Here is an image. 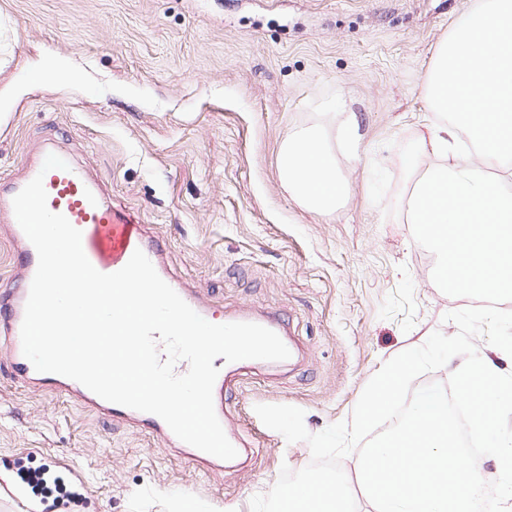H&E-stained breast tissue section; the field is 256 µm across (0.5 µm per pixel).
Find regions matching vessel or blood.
I'll return each instance as SVG.
<instances>
[{"mask_svg": "<svg viewBox=\"0 0 512 512\" xmlns=\"http://www.w3.org/2000/svg\"><path fill=\"white\" fill-rule=\"evenodd\" d=\"M55 151L54 145L43 144L22 176L0 187V231L18 243L22 272L16 287L0 294V350L7 356L14 380L28 386L51 387L60 395L77 398L98 413L143 424L157 440L176 445L190 461L210 470L223 469L222 459L179 441L158 416L108 402L65 376L38 372L23 355L21 326L38 255L16 220L12 201L36 175L44 177L50 211L64 215L81 231L83 251L99 272L109 274L120 270L138 249L145 253L154 268L162 266L163 252L148 236L145 225L129 210L112 206L97 179L83 167L74 163L66 170L43 171L45 158Z\"/></svg>", "mask_w": 512, "mask_h": 512, "instance_id": "1", "label": "vessel or blood"}]
</instances>
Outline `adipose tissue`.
Returning a JSON list of instances; mask_svg holds the SVG:
<instances>
[{
    "label": "adipose tissue",
    "instance_id": "ef3b65f1",
    "mask_svg": "<svg viewBox=\"0 0 512 512\" xmlns=\"http://www.w3.org/2000/svg\"><path fill=\"white\" fill-rule=\"evenodd\" d=\"M280 175L288 190L309 210L338 209L349 189L327 140L314 129L298 133L280 153Z\"/></svg>",
    "mask_w": 512,
    "mask_h": 512
}]
</instances>
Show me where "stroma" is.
I'll list each match as a JSON object with an SVG mask.
<instances>
[{
  "mask_svg": "<svg viewBox=\"0 0 512 512\" xmlns=\"http://www.w3.org/2000/svg\"><path fill=\"white\" fill-rule=\"evenodd\" d=\"M477 0H0V182L46 140L138 213L171 274L218 317L289 322L299 359L239 373L224 410L250 444L246 466L204 471L147 428L95 416L17 383L0 356V478L58 467L44 490L81 482L71 512H168L165 489L250 512L307 443L263 425L258 404L304 410L313 434L350 420L368 381L470 307L432 281L434 256L403 216L412 188L399 148L437 119L426 79L438 44ZM63 57L76 81L33 87ZM356 156L335 212L283 186L282 146L349 116Z\"/></svg>",
  "mask_w": 512,
  "mask_h": 512,
  "instance_id": "stroma-1",
  "label": "stroma"
}]
</instances>
